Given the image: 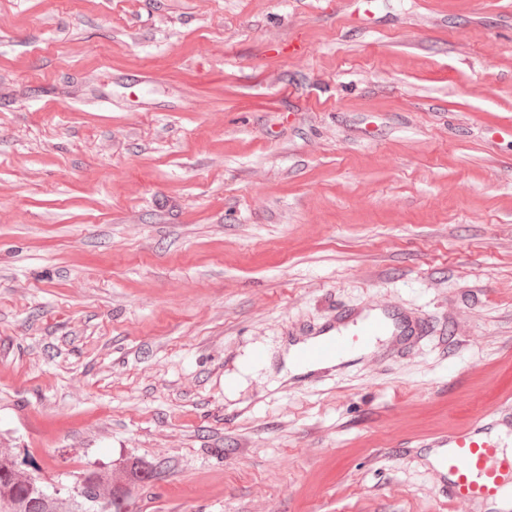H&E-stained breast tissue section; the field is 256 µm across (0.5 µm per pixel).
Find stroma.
Instances as JSON below:
<instances>
[{"instance_id":"1","label":"stroma","mask_w":512,"mask_h":512,"mask_svg":"<svg viewBox=\"0 0 512 512\" xmlns=\"http://www.w3.org/2000/svg\"><path fill=\"white\" fill-rule=\"evenodd\" d=\"M376 307L417 331L286 369ZM507 392L512 0H0V455L466 512L427 457Z\"/></svg>"}]
</instances>
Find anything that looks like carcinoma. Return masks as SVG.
I'll use <instances>...</instances> for the list:
<instances>
[{
  "label": "carcinoma",
  "instance_id": "1",
  "mask_svg": "<svg viewBox=\"0 0 512 512\" xmlns=\"http://www.w3.org/2000/svg\"><path fill=\"white\" fill-rule=\"evenodd\" d=\"M159 475L158 466L133 461L127 465L126 485L112 483V472L89 463L80 472L78 489H50L33 461L0 460V512H126L129 486L147 484Z\"/></svg>",
  "mask_w": 512,
  "mask_h": 512
}]
</instances>
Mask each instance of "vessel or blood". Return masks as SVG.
I'll list each match as a JSON object with an SVG mask.
<instances>
[{"instance_id": "b4317fda", "label": "vessel or blood", "mask_w": 512, "mask_h": 512, "mask_svg": "<svg viewBox=\"0 0 512 512\" xmlns=\"http://www.w3.org/2000/svg\"><path fill=\"white\" fill-rule=\"evenodd\" d=\"M389 329L388 321L377 315L366 316L350 331L331 325L322 339L301 350L299 359L306 365L348 360ZM505 429L512 430L511 397L469 426L439 436L443 448L440 474L450 500L467 506L484 504L496 500L512 484V451L501 447L497 439Z\"/></svg>"}]
</instances>
